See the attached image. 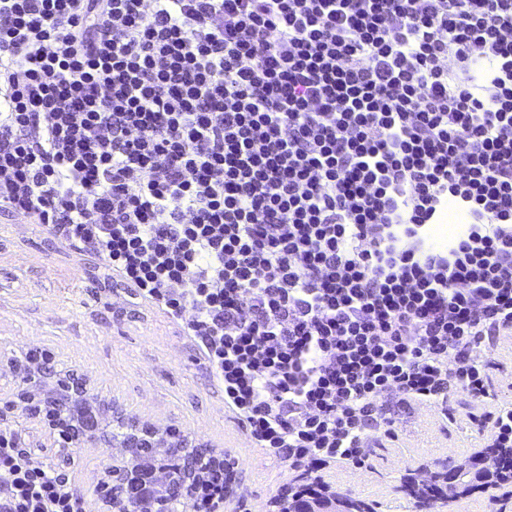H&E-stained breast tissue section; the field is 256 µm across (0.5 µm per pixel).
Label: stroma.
<instances>
[{
	"mask_svg": "<svg viewBox=\"0 0 512 512\" xmlns=\"http://www.w3.org/2000/svg\"><path fill=\"white\" fill-rule=\"evenodd\" d=\"M31 348L51 351L59 369L88 377L90 397L111 404L114 415L178 428L218 451L232 449L249 512H266L287 480V467L247 446L245 429L225 416L223 389L175 322L156 306L131 299L96 258L2 216L0 394L21 380L10 360ZM482 445L480 429L468 417L445 429L422 411L398 440L377 449V476L332 468L325 478L377 501L384 512H405L397 487L409 467L433 460L448 472L469 463ZM124 454L116 443L73 450L75 464L67 472L90 512L99 507L98 481Z\"/></svg>",
	"mask_w": 512,
	"mask_h": 512,
	"instance_id": "35a3bbf8",
	"label": "stroma"
}]
</instances>
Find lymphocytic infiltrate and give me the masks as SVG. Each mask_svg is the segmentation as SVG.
Segmentation results:
<instances>
[{
	"instance_id": "lymphocytic-infiltrate-1",
	"label": "lymphocytic infiltrate",
	"mask_w": 512,
	"mask_h": 512,
	"mask_svg": "<svg viewBox=\"0 0 512 512\" xmlns=\"http://www.w3.org/2000/svg\"><path fill=\"white\" fill-rule=\"evenodd\" d=\"M0 213L176 321L308 512L403 413L494 400L512 0H0ZM167 442L175 500L242 504L231 453ZM0 512L87 501L0 425Z\"/></svg>"
}]
</instances>
